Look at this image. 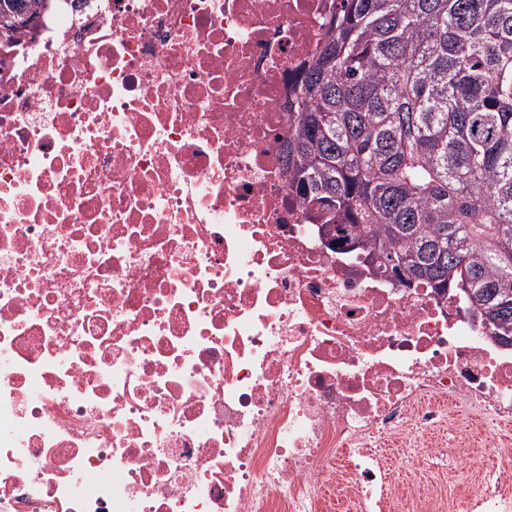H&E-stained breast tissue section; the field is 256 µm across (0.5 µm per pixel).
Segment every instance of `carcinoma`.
<instances>
[{"instance_id": "1", "label": "carcinoma", "mask_w": 512, "mask_h": 512, "mask_svg": "<svg viewBox=\"0 0 512 512\" xmlns=\"http://www.w3.org/2000/svg\"><path fill=\"white\" fill-rule=\"evenodd\" d=\"M52 0H0L12 44ZM286 143L312 224L512 344V0H344Z\"/></svg>"}]
</instances>
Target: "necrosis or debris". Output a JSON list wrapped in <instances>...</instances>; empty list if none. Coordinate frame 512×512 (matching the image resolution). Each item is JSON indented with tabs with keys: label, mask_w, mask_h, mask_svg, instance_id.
I'll list each match as a JSON object with an SVG mask.
<instances>
[{
	"label": "necrosis or debris",
	"mask_w": 512,
	"mask_h": 512,
	"mask_svg": "<svg viewBox=\"0 0 512 512\" xmlns=\"http://www.w3.org/2000/svg\"><path fill=\"white\" fill-rule=\"evenodd\" d=\"M341 0H55L0 47V512H512V347L288 183Z\"/></svg>",
	"instance_id": "1"
}]
</instances>
